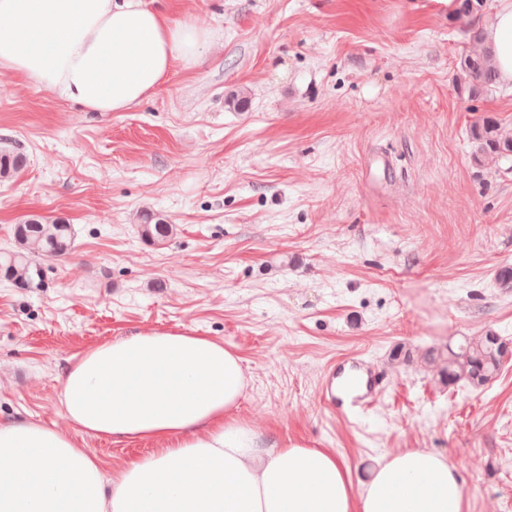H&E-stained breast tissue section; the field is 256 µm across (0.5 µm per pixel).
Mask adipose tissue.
<instances>
[{"instance_id": "obj_1", "label": "adipose tissue", "mask_w": 512, "mask_h": 512, "mask_svg": "<svg viewBox=\"0 0 512 512\" xmlns=\"http://www.w3.org/2000/svg\"><path fill=\"white\" fill-rule=\"evenodd\" d=\"M487 41L512 81V0H498ZM214 45L142 0H0V69L89 112L129 110ZM247 387L234 350L190 332L86 351L63 379L65 418L117 445L154 441V453L110 470L56 428L0 426V512H466L443 454H384L354 487L334 449L266 439L238 416Z\"/></svg>"}]
</instances>
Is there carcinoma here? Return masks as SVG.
Listing matches in <instances>:
<instances>
[{
    "instance_id": "obj_1",
    "label": "carcinoma",
    "mask_w": 512,
    "mask_h": 512,
    "mask_svg": "<svg viewBox=\"0 0 512 512\" xmlns=\"http://www.w3.org/2000/svg\"><path fill=\"white\" fill-rule=\"evenodd\" d=\"M460 73L474 95L493 87L498 73L490 50L461 57ZM475 150L473 161L479 166L498 163L512 157V135L501 131L492 120L484 119L470 127ZM28 158L22 148L5 138L0 141V180L17 176L27 166ZM176 227L160 214H152L140 225L141 238L150 245H163L171 240ZM15 247L0 252V276L19 288H39L41 263L72 253L75 246L73 225L61 219L49 220L30 216L14 225ZM498 345L490 336L468 339L455 348L441 352L432 348L427 359L440 364L441 378L450 383L463 382L471 387L488 384L497 375Z\"/></svg>"
}]
</instances>
